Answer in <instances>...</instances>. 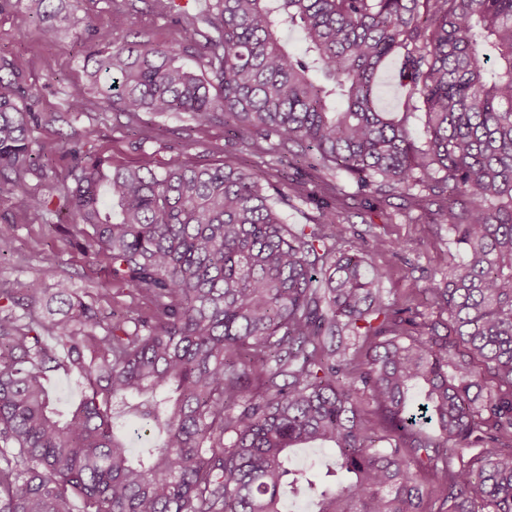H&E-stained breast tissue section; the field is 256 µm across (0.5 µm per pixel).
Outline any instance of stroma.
I'll list each match as a JSON object with an SVG mask.
<instances>
[{"mask_svg": "<svg viewBox=\"0 0 512 512\" xmlns=\"http://www.w3.org/2000/svg\"><path fill=\"white\" fill-rule=\"evenodd\" d=\"M84 18L98 28L116 27L133 20L136 27L152 41L171 44L180 28L172 14L162 12L155 0H84ZM0 54L11 58L37 90L38 111L64 112L69 108L73 86H84V53L74 45L69 31H62L57 41H44L37 23L21 7H0ZM88 140L95 149L118 166H135L145 156L157 161H179L193 165L237 163L256 165L264 177L282 191L300 185L314 191V201L292 198L283 208L291 224L314 223L322 208L333 205V196L320 192L319 183L336 179L344 190V213L348 230L379 235L399 243L398 255L375 256V263L385 275L380 282L383 294L401 302H413L428 309L429 300L413 296V285H425L431 277L448 274V253L452 246L447 226L427 221L412 223L403 216L401 197L374 198L359 191L346 177H334L332 171H313L302 158L281 150L276 142L252 145L235 136L221 123L195 127L188 116L137 117L107 107L101 94L88 91L83 107L69 123L42 124L33 127L34 149L55 164L61 184H69L68 167L61 161L66 136ZM8 231L11 250L0 256V289L13 288L16 280L39 277L45 288H54L62 279L86 301L104 313L122 314L129 302L120 286L110 281V262L106 256L90 259L69 242L77 234L73 224L47 222L42 211L16 210L8 195H0V229Z\"/></svg>", "mask_w": 512, "mask_h": 512, "instance_id": "obj_1", "label": "stroma"}]
</instances>
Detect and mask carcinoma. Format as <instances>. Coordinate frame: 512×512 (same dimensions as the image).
Wrapping results in <instances>:
<instances>
[{
  "mask_svg": "<svg viewBox=\"0 0 512 512\" xmlns=\"http://www.w3.org/2000/svg\"><path fill=\"white\" fill-rule=\"evenodd\" d=\"M21 3L53 41L56 14L83 0ZM181 37L205 74L130 23L74 33L95 43L87 81L117 111L275 137L403 198L409 220L440 198L448 280L411 292L448 320L380 291L373 257L393 241L347 235L336 208L288 224L256 166L119 167L72 135L71 223L132 301L106 323L62 281L41 321L38 278L0 294V512H291L300 497L310 512H512V0H214ZM392 59L420 139L378 107ZM35 98L0 55V193L22 211L52 203L16 192L27 176L57 186L32 127L69 122ZM63 359L87 384L66 415L47 388ZM127 415L150 445L120 434ZM325 443L336 467L294 464Z\"/></svg>",
  "mask_w": 512,
  "mask_h": 512,
  "instance_id": "cac0c4a2",
  "label": "carcinoma"
}]
</instances>
